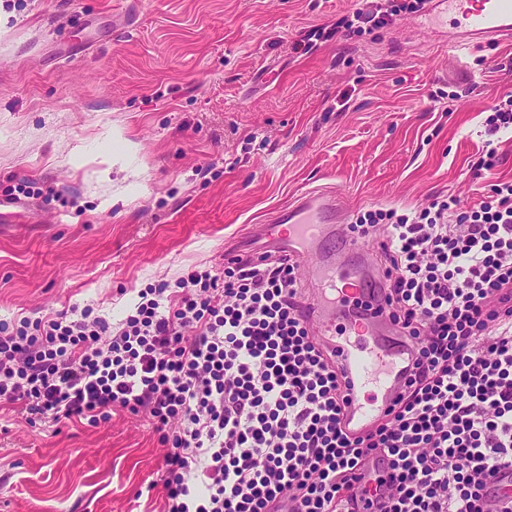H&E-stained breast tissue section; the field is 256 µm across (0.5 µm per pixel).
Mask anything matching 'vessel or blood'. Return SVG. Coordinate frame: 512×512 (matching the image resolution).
<instances>
[{
  "instance_id": "1",
  "label": "vessel or blood",
  "mask_w": 512,
  "mask_h": 512,
  "mask_svg": "<svg viewBox=\"0 0 512 512\" xmlns=\"http://www.w3.org/2000/svg\"><path fill=\"white\" fill-rule=\"evenodd\" d=\"M454 30L448 43L468 46L512 38V0H436ZM346 205L335 192L302 193L261 225L270 251L298 260L314 283L306 305L316 340L330 350L349 383L344 428L362 436L387 419L412 364L414 341L401 336L392 321L364 245L352 247L353 259L336 262Z\"/></svg>"
}]
</instances>
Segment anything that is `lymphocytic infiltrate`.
<instances>
[{"label": "lymphocytic infiltrate", "instance_id": "obj_1", "mask_svg": "<svg viewBox=\"0 0 512 512\" xmlns=\"http://www.w3.org/2000/svg\"><path fill=\"white\" fill-rule=\"evenodd\" d=\"M426 4L369 2L343 35ZM348 230L377 243L386 301L418 342L391 420L365 436L342 427L299 264L267 253L141 289L115 326L85 309L1 332L0 403L32 422L147 415L166 512H512L488 492L512 471V180L467 211L454 196L371 207Z\"/></svg>", "mask_w": 512, "mask_h": 512}]
</instances>
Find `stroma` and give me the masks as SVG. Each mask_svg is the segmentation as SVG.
Wrapping results in <instances>:
<instances>
[{
	"label": "stroma",
	"mask_w": 512,
	"mask_h": 512,
	"mask_svg": "<svg viewBox=\"0 0 512 512\" xmlns=\"http://www.w3.org/2000/svg\"><path fill=\"white\" fill-rule=\"evenodd\" d=\"M353 0H0V330L224 271L301 193L350 211L471 206L512 180V40L467 52L403 14L349 39ZM311 43L295 52V43ZM491 171L476 170L487 148ZM149 420L29 423L0 408V512H164Z\"/></svg>",
	"instance_id": "stroma-1"
}]
</instances>
